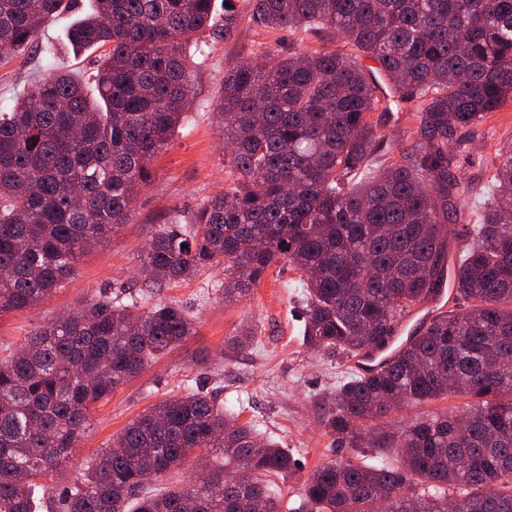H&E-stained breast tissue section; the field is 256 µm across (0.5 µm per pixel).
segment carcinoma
Listing matches in <instances>:
<instances>
[{"label": "carcinoma", "instance_id": "carcinoma-1", "mask_svg": "<svg viewBox=\"0 0 512 512\" xmlns=\"http://www.w3.org/2000/svg\"><path fill=\"white\" fill-rule=\"evenodd\" d=\"M94 2L68 44L105 49L96 75L105 111L56 69L0 113V316L39 303L128 222L153 158L186 119V47L214 31L215 0ZM245 3L260 27L340 36L345 48L294 47L271 64L224 68L216 110L232 183L159 227L140 275L161 284L222 265L231 303L285 261L306 276L303 344L348 358L385 345L412 306L452 288V309L379 370L353 374L324 421L351 448L398 449V463L324 464L291 512H512V139L477 163L470 149L512 101V0ZM62 4L0 0V54L27 51ZM380 78L395 96L378 95ZM404 103L417 117L411 146L381 161L385 138L370 117ZM473 213L453 261L445 220ZM142 300L122 286L0 359V512H282L270 478L294 475L295 460L224 417L202 388L139 414L62 493L44 482L99 401L193 334L179 305ZM457 394L472 398L466 436L448 412L397 436L356 429L395 406ZM199 449L239 471L145 490Z\"/></svg>", "mask_w": 512, "mask_h": 512}]
</instances>
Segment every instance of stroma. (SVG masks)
<instances>
[{"mask_svg":"<svg viewBox=\"0 0 512 512\" xmlns=\"http://www.w3.org/2000/svg\"><path fill=\"white\" fill-rule=\"evenodd\" d=\"M91 0H68L51 18L28 53L0 59V113L31 89L35 72L60 67L79 75L91 101H98L95 81L100 52H73L66 41L71 24ZM238 17L228 34L211 38L206 57L194 56V96L184 127L158 154L149 184L136 196L127 224L96 248L84 253L61 286L20 314L0 317V357L18 348L34 330L70 312L94 296L125 285L150 301L175 302L194 319L196 332L179 348L153 362L93 411L92 425L51 476L59 492L82 471L87 459L108 446L113 437L144 409L186 393L194 386L214 392L226 416L251 426L259 438L288 450L297 462L292 479L279 481L281 505H297V493L318 466L336 459L359 460L358 449L341 446L324 427L337 387L354 371L337 353L310 351L302 342L305 292L300 274L282 262L270 269L249 295L227 304L214 289L223 269L206 270L187 281L149 285L137 276L138 257L160 225L178 211L196 208L230 183L224 169L226 143L213 109L221 97L225 64L258 60L261 51L287 54L293 43L285 31L254 25L244 0H235ZM250 329L249 347L235 351L227 341ZM466 398L454 396L393 410L381 419V431L393 433L430 412H463Z\"/></svg>","mask_w":512,"mask_h":512,"instance_id":"stroma-1","label":"stroma"}]
</instances>
